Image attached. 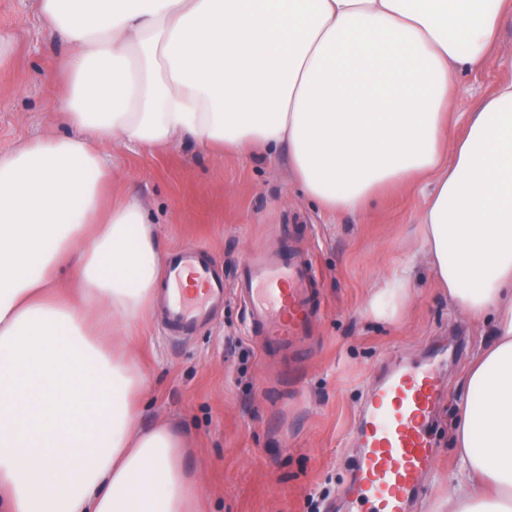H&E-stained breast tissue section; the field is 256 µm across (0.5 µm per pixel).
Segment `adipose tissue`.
<instances>
[{
    "instance_id": "adipose-tissue-1",
    "label": "adipose tissue",
    "mask_w": 512,
    "mask_h": 512,
    "mask_svg": "<svg viewBox=\"0 0 512 512\" xmlns=\"http://www.w3.org/2000/svg\"><path fill=\"white\" fill-rule=\"evenodd\" d=\"M68 49L69 132L0 157V512H202L183 437L139 424L126 332L169 255L143 203L104 207L103 146L287 149L331 214L430 178L419 231L453 306L493 316L467 374L448 512H512V81L448 135L512 0H35ZM397 269L370 302L395 316Z\"/></svg>"
}]
</instances>
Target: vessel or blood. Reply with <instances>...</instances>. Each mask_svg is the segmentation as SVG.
<instances>
[{"label":"vessel or blood","instance_id":"b4317fda","mask_svg":"<svg viewBox=\"0 0 512 512\" xmlns=\"http://www.w3.org/2000/svg\"><path fill=\"white\" fill-rule=\"evenodd\" d=\"M168 328L186 336L224 303V277L198 248L176 252L165 270ZM234 288L264 359H287L314 335L320 280L311 254L291 242L253 250ZM440 400L432 364L402 367L374 384L357 427L358 455L347 496L355 512H407L436 462L431 419Z\"/></svg>","mask_w":512,"mask_h":512}]
</instances>
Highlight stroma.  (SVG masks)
I'll return each mask as SVG.
<instances>
[{
    "label": "stroma",
    "mask_w": 512,
    "mask_h": 512,
    "mask_svg": "<svg viewBox=\"0 0 512 512\" xmlns=\"http://www.w3.org/2000/svg\"><path fill=\"white\" fill-rule=\"evenodd\" d=\"M0 34L12 54L0 65V156L57 130L65 47L38 17L33 0H0ZM512 26L502 29L480 69L459 74L450 136L468 112L512 79ZM112 198L147 206L166 251L201 246L226 283L253 249L294 238L310 251L321 282L322 312L294 389L272 388L273 368L248 335L234 291L195 335L173 338L162 306L133 328L147 400L143 426L165 421L190 445L185 467L202 479L206 512H345V491L358 454L355 426L379 368L420 362L448 349L440 366L443 399L433 420L437 462L424 477L416 512H448V476L457 468L453 426L466 373L489 343L491 323L463 317L425 262L417 226L429 188L413 181L374 198L356 214L312 206L296 185L287 152L227 153L217 158L194 142L161 152L106 148ZM409 266L411 297L380 319L371 298L393 269Z\"/></svg>",
    "instance_id": "1"
}]
</instances>
